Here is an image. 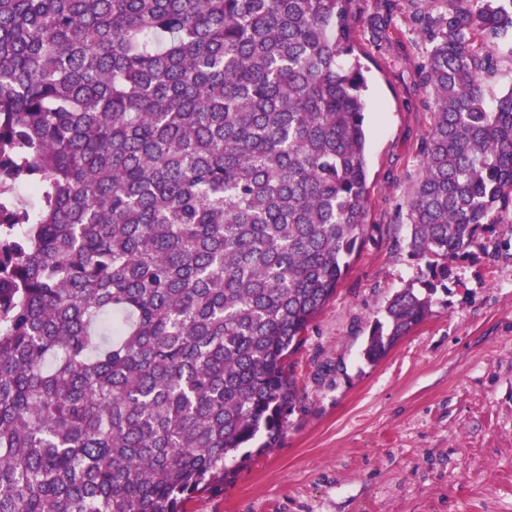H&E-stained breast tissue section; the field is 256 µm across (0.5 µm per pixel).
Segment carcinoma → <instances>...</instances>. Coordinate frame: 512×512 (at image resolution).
Instances as JSON below:
<instances>
[{
    "mask_svg": "<svg viewBox=\"0 0 512 512\" xmlns=\"http://www.w3.org/2000/svg\"><path fill=\"white\" fill-rule=\"evenodd\" d=\"M356 2L0 0V512H185L277 444L367 230ZM446 2L416 17L429 279L370 363L512 204V0Z\"/></svg>",
    "mask_w": 512,
    "mask_h": 512,
    "instance_id": "carcinoma-1",
    "label": "carcinoma"
}]
</instances>
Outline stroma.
I'll return each mask as SVG.
<instances>
[{
    "instance_id": "obj_1",
    "label": "stroma",
    "mask_w": 512,
    "mask_h": 512,
    "mask_svg": "<svg viewBox=\"0 0 512 512\" xmlns=\"http://www.w3.org/2000/svg\"><path fill=\"white\" fill-rule=\"evenodd\" d=\"M384 36L381 0H358L367 69L365 242L293 355L300 390L278 445L188 512H512V245L454 261L426 319L378 362L362 350L399 290L421 288L405 201L434 121L415 15L445 0H400Z\"/></svg>"
}]
</instances>
